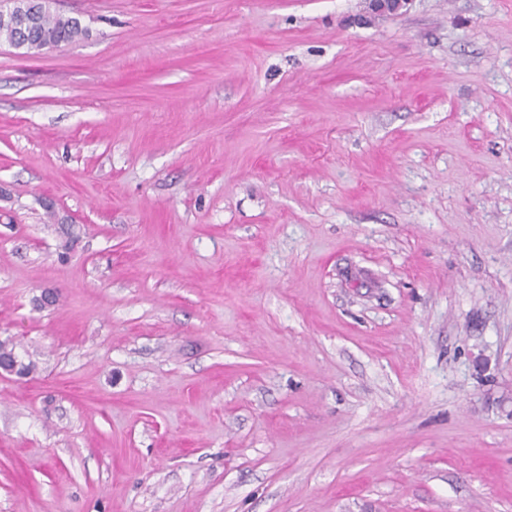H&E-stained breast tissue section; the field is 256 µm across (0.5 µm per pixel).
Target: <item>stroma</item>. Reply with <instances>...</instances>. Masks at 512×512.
I'll return each instance as SVG.
<instances>
[{
  "instance_id": "35a3bbf8",
  "label": "stroma",
  "mask_w": 512,
  "mask_h": 512,
  "mask_svg": "<svg viewBox=\"0 0 512 512\" xmlns=\"http://www.w3.org/2000/svg\"><path fill=\"white\" fill-rule=\"evenodd\" d=\"M56 7L0 42V512H512V0ZM20 0H2L0 19H9ZM0 22V42L21 55L32 54L44 49L69 45L88 33L76 17L65 16L51 11V4L33 12L26 9L11 22ZM0 362L4 371L18 377H27L36 369L35 364L32 361L29 360L26 362L22 357H20L16 352V345L9 340L0 341ZM15 366H17L16 369ZM3 370L1 369V371Z\"/></svg>"
}]
</instances>
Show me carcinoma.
I'll return each mask as SVG.
<instances>
[{
	"instance_id": "cac0c4a2",
	"label": "carcinoma",
	"mask_w": 512,
	"mask_h": 512,
	"mask_svg": "<svg viewBox=\"0 0 512 512\" xmlns=\"http://www.w3.org/2000/svg\"><path fill=\"white\" fill-rule=\"evenodd\" d=\"M88 33V28L76 17L51 11V5L32 11L25 10L11 22H0V42H5L22 55L44 49L69 45ZM0 365L9 374L27 377L35 364L25 361L11 341H0Z\"/></svg>"
}]
</instances>
